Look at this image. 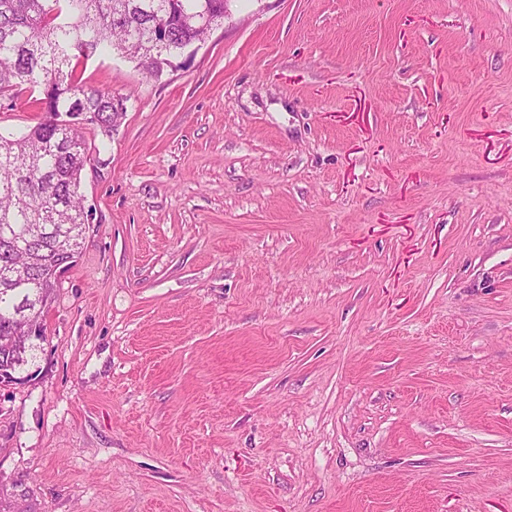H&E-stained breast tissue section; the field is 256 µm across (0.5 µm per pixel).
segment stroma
<instances>
[{
  "mask_svg": "<svg viewBox=\"0 0 512 512\" xmlns=\"http://www.w3.org/2000/svg\"><path fill=\"white\" fill-rule=\"evenodd\" d=\"M124 98L0 389V512H512V0H231Z\"/></svg>",
  "mask_w": 512,
  "mask_h": 512,
  "instance_id": "obj_1",
  "label": "stroma"
}]
</instances>
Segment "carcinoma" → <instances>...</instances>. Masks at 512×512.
<instances>
[{
	"instance_id": "obj_1",
	"label": "carcinoma",
	"mask_w": 512,
	"mask_h": 512,
	"mask_svg": "<svg viewBox=\"0 0 512 512\" xmlns=\"http://www.w3.org/2000/svg\"><path fill=\"white\" fill-rule=\"evenodd\" d=\"M223 23L224 0H0V102L28 89L41 112L26 131L0 134L1 377L31 378L44 334L30 335L27 320L59 285L44 267L65 264L89 223L80 186L94 157L82 130L109 138L127 112L78 68L113 52L158 79Z\"/></svg>"
}]
</instances>
